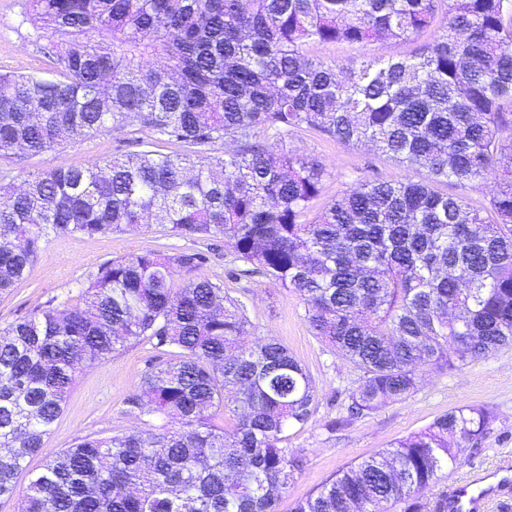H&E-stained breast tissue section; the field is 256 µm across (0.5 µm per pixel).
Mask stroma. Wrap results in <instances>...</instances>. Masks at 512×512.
I'll return each mask as SVG.
<instances>
[{
	"instance_id": "obj_1",
	"label": "stroma",
	"mask_w": 512,
	"mask_h": 512,
	"mask_svg": "<svg viewBox=\"0 0 512 512\" xmlns=\"http://www.w3.org/2000/svg\"><path fill=\"white\" fill-rule=\"evenodd\" d=\"M27 10V0H0V71L46 77L54 67L51 49L58 37L34 28ZM418 49V43L391 40L366 46L311 45L305 52L347 61L361 56L407 57ZM290 144L327 170L321 193L311 204L316 212L359 177L377 174L399 180L406 175L388 156L360 146H344L312 132H298ZM129 147L126 132L107 127L81 140L62 141L37 155L2 157L0 170L27 179L59 167L84 166ZM191 244V239L166 235L156 226L94 238L49 235L28 278L0 296V328L30 317L48 304L58 305L77 296L88 276L106 260L146 251L173 254ZM231 258L227 245L211 247L200 276L221 283L226 293L241 299L256 335L273 336L286 346L310 373L317 391L318 403L308 423L288 438L287 446L302 467L280 494L276 512H294L300 500L316 496L352 464L465 405L486 407L494 419L484 437L469 445L465 463L441 472L437 487L446 490L470 480L474 473L495 474L505 465L509 468L506 482L487 494L480 512H512V346L457 370L425 371L416 391L406 399L352 419L347 406L358 381L357 372L312 335L296 296L263 277L249 281L230 277ZM160 356L149 343H132L106 364L84 369L45 439L42 453L27 459L25 472L17 478L18 487L27 486L47 457L82 437L112 436L143 428L142 419L128 411L125 399L146 365Z\"/></svg>"
}]
</instances>
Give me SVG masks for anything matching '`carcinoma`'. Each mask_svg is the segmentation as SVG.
Here are the masks:
<instances>
[{
    "label": "carcinoma",
    "instance_id": "cac0c4a2",
    "mask_svg": "<svg viewBox=\"0 0 512 512\" xmlns=\"http://www.w3.org/2000/svg\"><path fill=\"white\" fill-rule=\"evenodd\" d=\"M28 5L59 37V69L0 74V155L107 126L151 141L0 187V295L27 278L51 232L154 224L222 239L237 277L296 294L314 336L359 372L353 415L407 398L423 369L455 370L512 343V0ZM90 31L99 39L85 40ZM423 35L403 58L303 52ZM302 130L368 145L424 178L359 179L311 218L326 169L288 146ZM490 175L497 189L480 209L438 189ZM208 260L197 248L110 259L75 303L0 329V499L18 497L19 512H275L300 468L283 443L317 393L275 337L243 341L254 331L246 305L194 275ZM178 271L188 278L175 289ZM141 341L167 358L126 404L161 424L82 438L17 492L79 373ZM490 418L458 407L294 512H448V491L432 492L438 474L463 462Z\"/></svg>",
    "mask_w": 512,
    "mask_h": 512
}]
</instances>
